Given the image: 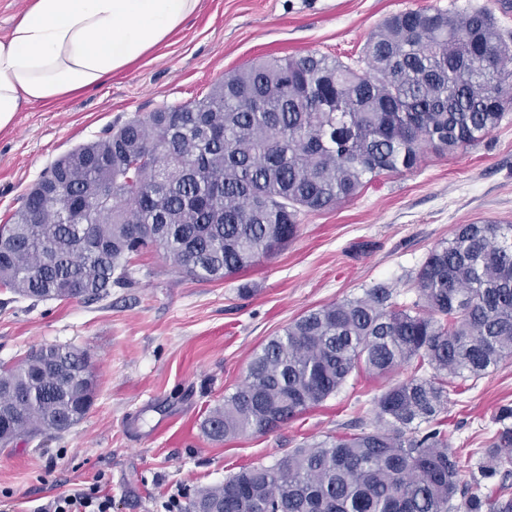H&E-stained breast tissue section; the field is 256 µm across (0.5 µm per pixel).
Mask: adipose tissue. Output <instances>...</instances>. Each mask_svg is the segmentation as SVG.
I'll return each instance as SVG.
<instances>
[{
	"instance_id": "1",
	"label": "adipose tissue",
	"mask_w": 512,
	"mask_h": 512,
	"mask_svg": "<svg viewBox=\"0 0 512 512\" xmlns=\"http://www.w3.org/2000/svg\"><path fill=\"white\" fill-rule=\"evenodd\" d=\"M200 0H29L0 39V130L100 85L181 30Z\"/></svg>"
}]
</instances>
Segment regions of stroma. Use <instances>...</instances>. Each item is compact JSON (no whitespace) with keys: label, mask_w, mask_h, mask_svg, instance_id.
Masks as SVG:
<instances>
[{"label":"stroma","mask_w":512,"mask_h":512,"mask_svg":"<svg viewBox=\"0 0 512 512\" xmlns=\"http://www.w3.org/2000/svg\"><path fill=\"white\" fill-rule=\"evenodd\" d=\"M483 7L512 40V0H201L167 45L101 85L18 112L0 131V224L56 159L108 129L202 98L253 59L307 51L357 58L369 34L406 10ZM512 224V111L477 145L426 153L418 169L385 173L338 206L300 216L297 236L247 271L189 279L157 252L133 257L136 282L103 300L34 303L0 290V364L31 349L86 350L96 389L86 416L61 434L0 450V512H36L105 472L112 512H168L200 486L245 465L273 464L303 442L371 422L387 378L359 373L321 407L264 435L215 442L210 411L242 381L252 351L303 313L385 284L404 301L429 252L459 224ZM512 403V362L448 406L451 443L472 460Z\"/></svg>","instance_id":"1"}]
</instances>
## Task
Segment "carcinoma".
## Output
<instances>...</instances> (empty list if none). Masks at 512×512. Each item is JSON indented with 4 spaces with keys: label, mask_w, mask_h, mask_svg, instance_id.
<instances>
[{
    "label": "carcinoma",
    "mask_w": 512,
    "mask_h": 512,
    "mask_svg": "<svg viewBox=\"0 0 512 512\" xmlns=\"http://www.w3.org/2000/svg\"><path fill=\"white\" fill-rule=\"evenodd\" d=\"M512 107V46L485 8L404 11L354 63L254 60L203 98L134 118L55 160L0 225V288L33 302L99 301L159 251L219 280L288 245L304 211L351 200L428 151L482 141ZM60 185L62 192L49 190ZM400 303L384 284L312 309L254 351L206 419L216 441L267 434L360 370L389 377L372 427L291 448L200 487L184 512H512V406L462 482L444 413L455 380L512 359V224H459ZM88 352L41 346L0 365V447L65 432L88 413Z\"/></svg>",
    "instance_id": "obj_1"
}]
</instances>
